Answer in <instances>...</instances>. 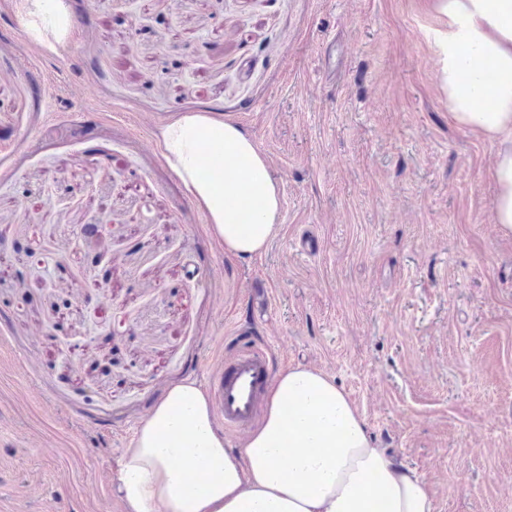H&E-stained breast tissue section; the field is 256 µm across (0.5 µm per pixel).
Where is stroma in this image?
<instances>
[{"label":"stroma","instance_id":"1","mask_svg":"<svg viewBox=\"0 0 512 512\" xmlns=\"http://www.w3.org/2000/svg\"><path fill=\"white\" fill-rule=\"evenodd\" d=\"M66 2L49 54L0 0V512H124L152 406L245 345L334 378L437 512H512V234L425 0ZM205 110L280 186L261 254L225 255L162 159Z\"/></svg>","mask_w":512,"mask_h":512}]
</instances>
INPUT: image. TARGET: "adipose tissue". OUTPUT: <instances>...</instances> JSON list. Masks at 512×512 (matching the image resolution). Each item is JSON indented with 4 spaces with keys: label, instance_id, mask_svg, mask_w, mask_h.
I'll use <instances>...</instances> for the list:
<instances>
[{
    "label": "adipose tissue",
    "instance_id": "ef3b65f1",
    "mask_svg": "<svg viewBox=\"0 0 512 512\" xmlns=\"http://www.w3.org/2000/svg\"><path fill=\"white\" fill-rule=\"evenodd\" d=\"M29 36L56 51L70 27L64 0H22ZM424 37L454 121L495 149L493 220L512 232V0H431ZM494 75L492 102L480 90ZM167 167L207 217L226 253L264 251L280 230L281 196L266 158L234 123L185 112L161 127ZM224 149L212 166L209 146ZM125 512H436L427 482L376 447L365 416L322 371L278 373L243 447L228 448L210 398L193 381L171 386L119 464Z\"/></svg>",
    "mask_w": 512,
    "mask_h": 512
}]
</instances>
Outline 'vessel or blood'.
<instances>
[{
	"mask_svg": "<svg viewBox=\"0 0 512 512\" xmlns=\"http://www.w3.org/2000/svg\"><path fill=\"white\" fill-rule=\"evenodd\" d=\"M270 376L266 356L252 349L243 350L213 375L210 389L226 430L237 432L252 423Z\"/></svg>",
	"mask_w": 512,
	"mask_h": 512,
	"instance_id": "1",
	"label": "vessel or blood"
}]
</instances>
